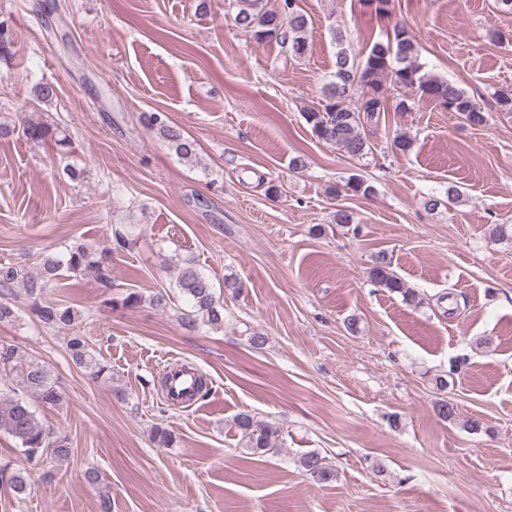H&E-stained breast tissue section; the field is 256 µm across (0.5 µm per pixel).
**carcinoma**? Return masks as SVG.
Returning <instances> with one entry per match:
<instances>
[{
    "label": "carcinoma",
    "mask_w": 512,
    "mask_h": 512,
    "mask_svg": "<svg viewBox=\"0 0 512 512\" xmlns=\"http://www.w3.org/2000/svg\"><path fill=\"white\" fill-rule=\"evenodd\" d=\"M236 7L234 21L242 31L262 42L276 39L288 47V57L300 59L308 52V19L299 9L297 0H280L279 6L266 8L263 0H232ZM339 48L336 52L335 71L323 87L321 108L303 113V118L318 141L332 144L351 157L367 154L370 144L364 128L379 122L386 112H409L410 98L391 100L385 80L405 90L427 96L444 109L455 112L474 126H483L487 114L461 88L445 79L424 72L420 62V47L402 26H394L386 40L375 42L367 55L359 59L342 47L344 34L333 31ZM147 124L165 138L183 158L196 155V143L185 138L180 129L169 123L162 112L147 116ZM24 134L33 141L50 139L65 147L66 139L58 137V128L46 123L32 124ZM80 274L94 269L100 279L106 278L96 250L85 244L70 247L58 258L45 254L39 261L38 272L31 274L13 263H0V289L22 285L26 294L34 299L43 296L61 270ZM371 282L390 292L398 293L411 306L420 304L414 289L408 287L392 270L386 252L374 255L369 269ZM175 287L190 305L182 319L193 323L200 320L213 328L224 327V304L216 297L211 280L193 262L183 263L176 277ZM34 311L46 329L75 327L82 322L80 311L52 302L34 304ZM72 361L86 369L94 380L108 378L109 368L91 353L86 338L75 332L66 344ZM0 366L12 370V378L0 392V433L17 440L29 462L43 463L59 460L71 454L68 438L43 422L35 404L59 406L64 392L50 368L34 360H25L18 348L0 342ZM241 433L243 447L252 454H270L278 451L279 431L268 423L248 414L240 413L233 420ZM303 472L317 481L326 482L336 477V471L326 457L311 451L299 459ZM10 466L0 467V479L7 480L16 498L27 491L24 476L9 472Z\"/></svg>",
    "instance_id": "obj_1"
}]
</instances>
